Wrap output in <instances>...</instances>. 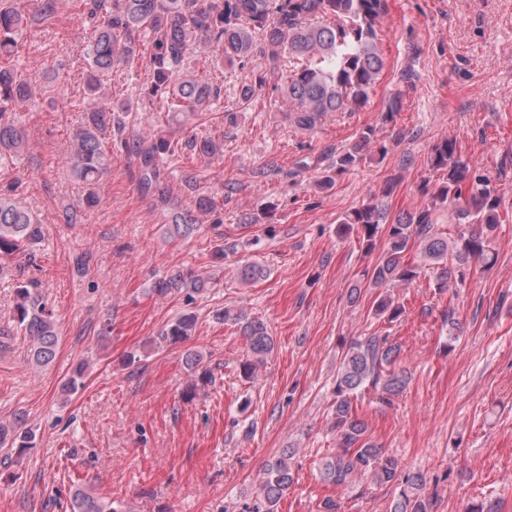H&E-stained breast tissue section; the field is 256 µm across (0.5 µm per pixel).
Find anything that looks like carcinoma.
Masks as SVG:
<instances>
[{"instance_id": "obj_1", "label": "carcinoma", "mask_w": 512, "mask_h": 512, "mask_svg": "<svg viewBox=\"0 0 512 512\" xmlns=\"http://www.w3.org/2000/svg\"><path fill=\"white\" fill-rule=\"evenodd\" d=\"M79 8L95 27V36L83 48L87 63L81 121L70 133V173L85 186L80 205H96L97 189L112 168V145L138 160L139 186L157 202L169 203L165 167L176 154L169 138L174 124L208 110L220 97L221 88L208 81L206 73L185 75V61L200 46L217 49L209 66H251V80L242 90L249 102L281 76V97L288 121L313 131L330 112H357L371 97L384 68L379 48L378 26L386 13L387 0H79ZM26 18L15 7H0V167L20 160L28 149V133L11 112L14 105L34 101V92L12 64ZM290 60L280 74L282 59ZM146 61L150 80L148 96L159 100V112L146 133L129 130L126 122L132 106L112 99L105 76L114 69H132ZM187 145L203 157L221 156L224 143L212 136L191 134ZM385 155L375 130H362L355 143L336 159V172L359 164L371 153ZM430 167L438 182L424 179L420 191L424 207L390 217L380 201L362 204L346 214L339 225L342 235H356L369 251L379 232L386 233V246L368 274L369 285L380 289L374 300V315L393 323L405 311L389 288L407 285L420 277L427 265L436 267L439 289L466 284L472 262L492 261L490 237L499 224L501 196L490 176L462 155L454 139L446 138L431 150ZM17 186L0 190V271L13 257L31 250L41 238L42 224L21 206ZM216 198L198 195L191 205L169 213L167 233L176 239L190 234L197 224L195 213L216 209ZM455 225L456 235L438 231L443 217ZM416 251L419 261L406 260ZM36 281L16 287L17 306L13 322L32 341L30 361L50 364L59 343L52 310L32 292ZM208 281L172 270L156 282L152 291L163 297L185 291L202 293ZM218 318L240 325L255 362L242 370L253 375L256 364L273 348L267 326L258 319L225 309ZM196 315L185 312L159 333V343H176L189 336ZM399 345L375 333L349 345L336 370L335 428L339 448L318 466L325 484L343 486L356 476L386 484L397 476L398 463L367 435L365 422L353 408L352 396L370 385L386 397L404 392L408 372L396 368ZM288 450L267 463L259 483L261 507L256 512H277V506L293 482ZM427 476L413 472L391 505V512H433L435 501L426 493ZM70 512H129L121 504L77 487L70 497Z\"/></svg>"}]
</instances>
